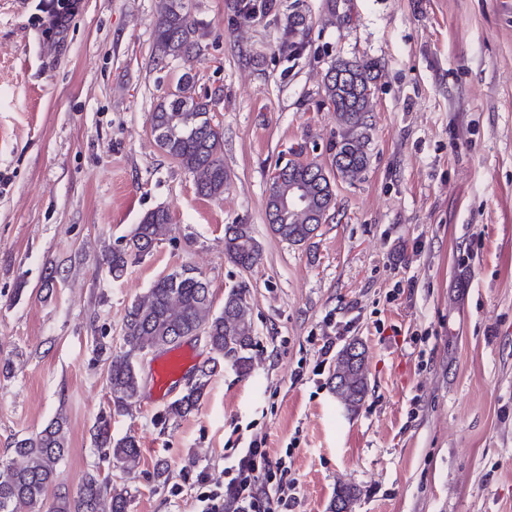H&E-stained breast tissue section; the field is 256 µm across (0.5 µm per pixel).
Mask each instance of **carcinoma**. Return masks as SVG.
<instances>
[{
    "label": "carcinoma",
    "instance_id": "1",
    "mask_svg": "<svg viewBox=\"0 0 512 512\" xmlns=\"http://www.w3.org/2000/svg\"><path fill=\"white\" fill-rule=\"evenodd\" d=\"M196 24L187 0H158L153 43L157 58L188 61L199 55ZM307 36L304 18L288 23L282 50L299 55ZM345 73L336 80L334 71ZM380 65L372 60L338 59L325 76V98L336 117L337 138L332 146L331 172L315 162L290 161L279 168L270 184L266 213L271 231L291 245H303L319 228L315 214L335 208L336 180L352 181L370 163V112ZM211 104L196 96L193 77L181 76L175 91L160 101L148 122L160 150L196 176L195 190L202 197L220 199L227 187L224 169V134L211 124ZM297 185L306 186L310 200L303 208L287 210L282 201ZM173 231L171 215L158 207L144 215L126 238L125 246L103 255L102 264L114 279L125 273L131 258L150 253ZM224 255L235 265L250 269L261 259V246L248 224L224 227ZM247 287L238 286L224 295L221 311L212 312L209 286L192 268H183L159 278L148 292L128 308L120 336V351L112 355L106 381L113 413H122L140 396L142 381L136 358L163 347L178 346L185 338L204 335L216 358L232 363L247 375L251 370L254 329L248 317ZM365 349L356 341L336 355L331 383L345 409L356 413L368 392ZM211 371L203 370L186 391L174 400L167 414L182 416L195 409L205 395ZM93 440L101 453L123 472H135L141 450L135 438L112 436L110 419L96 423ZM67 438L64 422L57 419L40 432L18 439L13 452L17 460L0 464V512H127L128 490L110 485L88 473L76 496L59 495L47 502L48 488L57 477ZM360 490L354 485L336 489L333 501L353 512Z\"/></svg>",
    "mask_w": 512,
    "mask_h": 512
}]
</instances>
